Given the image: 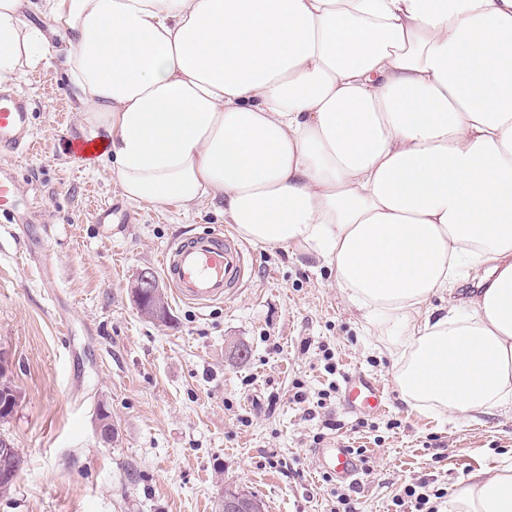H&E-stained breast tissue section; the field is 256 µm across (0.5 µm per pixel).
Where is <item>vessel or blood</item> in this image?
Wrapping results in <instances>:
<instances>
[{
  "label": "vessel or blood",
  "mask_w": 512,
  "mask_h": 512,
  "mask_svg": "<svg viewBox=\"0 0 512 512\" xmlns=\"http://www.w3.org/2000/svg\"><path fill=\"white\" fill-rule=\"evenodd\" d=\"M30 106L16 91L0 92V154L18 159L34 147L29 136ZM16 184L0 169V218L14 222ZM162 271L176 298L199 309L223 302L241 288L251 274L249 250L228 233L208 232L174 241L161 259ZM347 412H380L385 408L381 384L361 370L347 372L342 380ZM316 455L325 474L342 482H356L360 463L351 449L328 444Z\"/></svg>",
  "instance_id": "1"
}]
</instances>
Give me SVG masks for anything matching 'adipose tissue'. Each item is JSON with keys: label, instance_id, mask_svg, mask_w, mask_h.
I'll return each mask as SVG.
<instances>
[{"label": "adipose tissue", "instance_id": "1", "mask_svg": "<svg viewBox=\"0 0 512 512\" xmlns=\"http://www.w3.org/2000/svg\"><path fill=\"white\" fill-rule=\"evenodd\" d=\"M55 52L127 200L334 267L409 406L512 411V0H0V84ZM441 512H512V460Z\"/></svg>", "mask_w": 512, "mask_h": 512}]
</instances>
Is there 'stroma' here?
<instances>
[{"mask_svg":"<svg viewBox=\"0 0 512 512\" xmlns=\"http://www.w3.org/2000/svg\"><path fill=\"white\" fill-rule=\"evenodd\" d=\"M13 86L30 101L38 149L11 167L28 238L0 222V350L21 395L0 435L25 459L0 512H218L228 486L265 512H330L315 450L332 440L368 461L348 489L359 512H393L403 485L450 488L512 456V414L449 422L401 400L388 344L313 254L252 245L246 286L223 302L198 309L167 283L165 318L141 315L139 271L160 272L174 239L224 229L220 204L127 201L107 165L73 150L87 132L59 57ZM104 202L131 218L110 238L93 218ZM355 368L387 392L386 410L363 428L337 390ZM298 386L301 404L291 399ZM102 406L109 442L95 428Z\"/></svg>","mask_w":512,"mask_h":512,"instance_id":"1","label":"stroma"}]
</instances>
